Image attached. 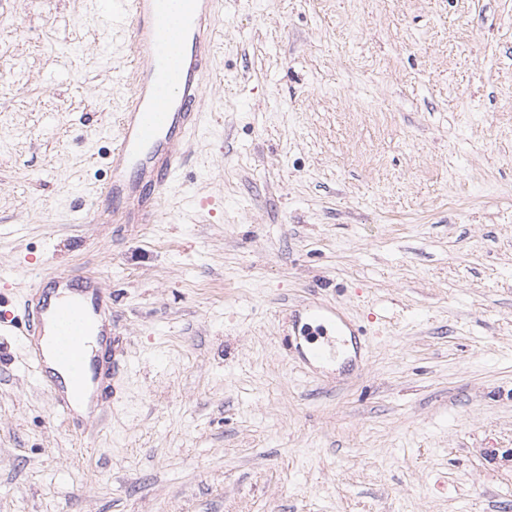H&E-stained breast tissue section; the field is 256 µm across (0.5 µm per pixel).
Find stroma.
I'll return each mask as SVG.
<instances>
[{
	"mask_svg": "<svg viewBox=\"0 0 512 512\" xmlns=\"http://www.w3.org/2000/svg\"><path fill=\"white\" fill-rule=\"evenodd\" d=\"M222 2L210 132L101 224L110 0H0V303L90 270L128 352L80 433L0 319V512H512V0ZM320 299L362 364L285 350Z\"/></svg>",
	"mask_w": 512,
	"mask_h": 512,
	"instance_id": "1",
	"label": "stroma"
}]
</instances>
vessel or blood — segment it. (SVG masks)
Segmentation results:
<instances>
[{
	"label": "vessel or blood",
	"mask_w": 512,
	"mask_h": 512,
	"mask_svg": "<svg viewBox=\"0 0 512 512\" xmlns=\"http://www.w3.org/2000/svg\"><path fill=\"white\" fill-rule=\"evenodd\" d=\"M219 17L220 0H112V20L125 31L137 64L108 155L111 176L93 202L94 220L155 222L180 179L185 142L206 128L203 86ZM23 309L20 341L67 425L87 400L95 423L103 424L118 399L127 351L105 318L112 299L100 278L57 266L26 288ZM304 319L306 360H328L335 350L361 353L362 329L335 307L310 303Z\"/></svg>",
	"instance_id": "b4317fda"
}]
</instances>
